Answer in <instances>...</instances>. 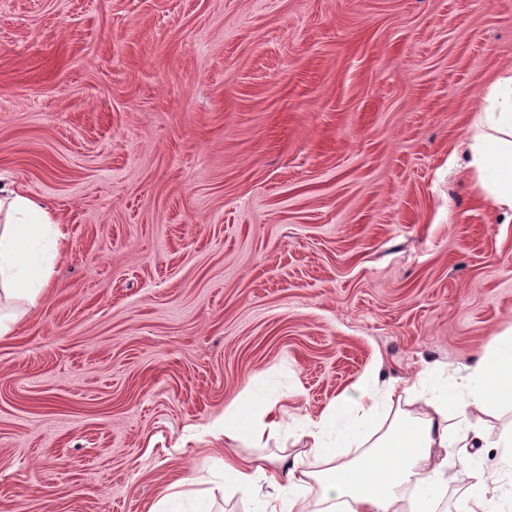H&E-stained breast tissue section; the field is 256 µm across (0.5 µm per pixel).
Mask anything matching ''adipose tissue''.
<instances>
[{
    "label": "adipose tissue",
    "mask_w": 512,
    "mask_h": 512,
    "mask_svg": "<svg viewBox=\"0 0 512 512\" xmlns=\"http://www.w3.org/2000/svg\"><path fill=\"white\" fill-rule=\"evenodd\" d=\"M471 166L491 204L512 215V71L498 77L476 112L468 142ZM66 234L55 213L11 184L0 182V336L18 320L13 306L43 296ZM397 384L362 388L353 405L338 402L304 426L302 454L319 470L281 459L269 469L260 459L225 454L224 473L263 505V512H434L433 481L448 467L449 448L486 447L472 423L499 401L512 402V336L497 342L454 388L427 400L418 415L396 410L389 428L368 439L364 423L380 403L393 401ZM255 420H238L237 404L224 410V441L262 440L278 426L275 401H253ZM459 420L449 425L448 411Z\"/></svg>",
    "instance_id": "adipose-tissue-1"
}]
</instances>
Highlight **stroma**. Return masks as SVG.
I'll list each match as a JSON object with an SVG mask.
<instances>
[{"label": "stroma", "instance_id": "35a3bbf8", "mask_svg": "<svg viewBox=\"0 0 512 512\" xmlns=\"http://www.w3.org/2000/svg\"><path fill=\"white\" fill-rule=\"evenodd\" d=\"M512 0H0V180L67 234L0 336V512H258L263 448L372 376L454 381L512 331V223L468 166ZM251 403L257 408L258 415L255 420L245 424L237 419L238 404H230L224 409V445L241 441L245 436L261 441L268 428L273 429L279 425L277 401L252 398Z\"/></svg>", "mask_w": 512, "mask_h": 512}]
</instances>
